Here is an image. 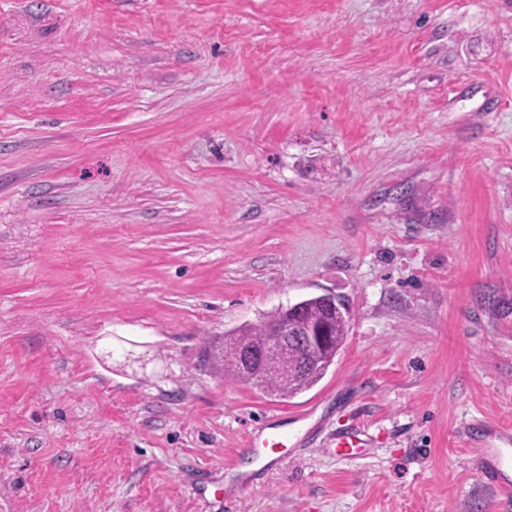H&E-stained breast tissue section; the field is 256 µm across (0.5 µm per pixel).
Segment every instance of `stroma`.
<instances>
[{
  "label": "stroma",
  "mask_w": 512,
  "mask_h": 512,
  "mask_svg": "<svg viewBox=\"0 0 512 512\" xmlns=\"http://www.w3.org/2000/svg\"><path fill=\"white\" fill-rule=\"evenodd\" d=\"M325 294L311 389L208 361ZM496 479L512 0H0V512H512ZM328 300H332L334 305L339 304L336 299L329 296ZM300 306V310L295 318L300 326L312 325L324 327L327 336H336V352L342 346L347 336V321L342 311H346L345 307H341V311L336 310V314H330L324 307L323 303L317 297L304 299ZM327 370L328 368L322 369V367H320L316 371L311 372L306 378H302L301 380L291 378H288L287 380L280 376L269 374L265 378L263 385L257 388L270 393H277L282 395L288 394V396H292L313 387L323 378Z\"/></svg>",
  "instance_id": "obj_1"
}]
</instances>
